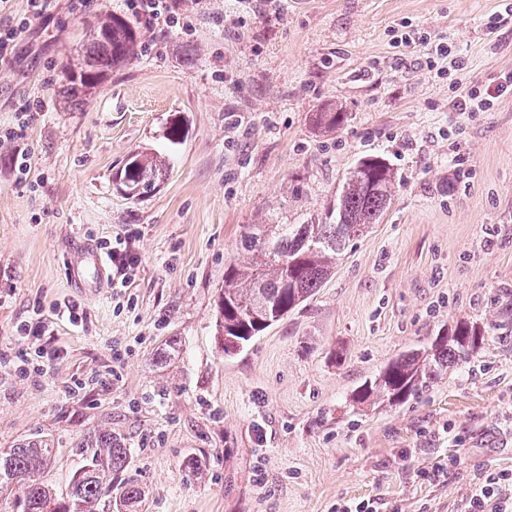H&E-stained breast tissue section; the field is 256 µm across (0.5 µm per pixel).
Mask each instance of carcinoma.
<instances>
[{
  "instance_id": "1",
  "label": "carcinoma",
  "mask_w": 512,
  "mask_h": 512,
  "mask_svg": "<svg viewBox=\"0 0 512 512\" xmlns=\"http://www.w3.org/2000/svg\"><path fill=\"white\" fill-rule=\"evenodd\" d=\"M141 44L137 22L114 15L98 19L89 34L80 70L66 74L65 98L72 102L88 95L112 70L124 66ZM346 113L318 112V128L342 125ZM169 159L137 153L125 162L122 175L132 183L139 199L153 193L169 169ZM396 177L378 157L361 160L345 178L336 208L317 224H252L242 236L246 254L224 267V289L219 294L217 334L224 354L243 349L256 336L283 320L323 287L336 260L351 241L378 222L392 204ZM476 327L457 325L420 347L388 362L374 378L364 381L351 396L354 406L385 404L397 407L417 398L442 372L471 356L483 343ZM77 452L85 464L74 473L68 500L39 481L48 466L53 446L42 437L19 441L0 452V485L16 484L21 493L14 512H93L96 502L112 494V473L127 467L125 441L108 431L88 435ZM140 485L126 482L120 507L141 502Z\"/></svg>"
}]
</instances>
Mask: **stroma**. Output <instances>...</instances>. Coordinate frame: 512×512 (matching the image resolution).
<instances>
[{"label": "stroma", "mask_w": 512, "mask_h": 512, "mask_svg": "<svg viewBox=\"0 0 512 512\" xmlns=\"http://www.w3.org/2000/svg\"><path fill=\"white\" fill-rule=\"evenodd\" d=\"M500 4L182 0L178 25L141 24L151 52L74 106L65 69L90 22L127 16L123 0H51L34 17L8 0L30 22L0 64V451L49 439L41 479L63 499L77 444L121 435L130 463L112 483L142 486L137 512H459L476 483L511 474L512 92L488 112L449 107L512 70V23L487 26ZM407 28L450 47L447 75L397 44ZM336 107L345 123L317 130L313 114ZM135 152L171 159L138 200L113 181ZM369 155L397 175L391 207L311 300L225 355L216 304L247 225L321 219ZM118 237L138 259L126 290L81 291L72 243ZM68 300L81 326L57 319ZM35 308L61 355L29 378L20 359L49 339L16 327ZM461 320L485 334L473 357L404 406H351L389 360ZM172 341L178 357L159 360Z\"/></svg>", "instance_id": "35a3bbf8"}]
</instances>
